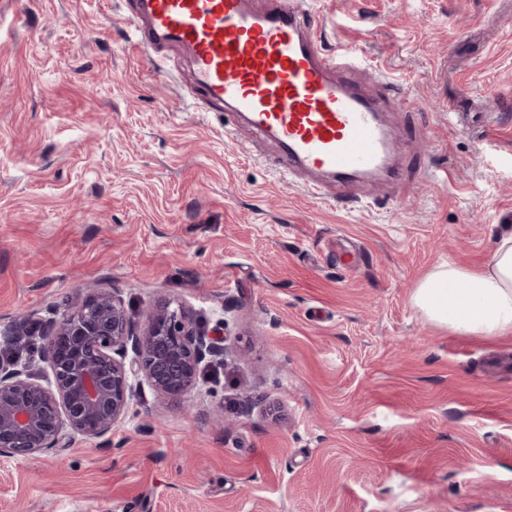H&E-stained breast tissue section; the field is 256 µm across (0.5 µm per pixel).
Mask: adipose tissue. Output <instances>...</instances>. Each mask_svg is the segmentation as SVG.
I'll use <instances>...</instances> for the list:
<instances>
[{
  "label": "adipose tissue",
  "instance_id": "adipose-tissue-1",
  "mask_svg": "<svg viewBox=\"0 0 512 512\" xmlns=\"http://www.w3.org/2000/svg\"><path fill=\"white\" fill-rule=\"evenodd\" d=\"M413 305L437 326L486 338L512 334V231L499 234L479 270L444 264L417 283Z\"/></svg>",
  "mask_w": 512,
  "mask_h": 512
}]
</instances>
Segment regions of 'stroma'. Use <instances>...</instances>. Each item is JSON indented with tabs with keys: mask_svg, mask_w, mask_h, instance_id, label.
<instances>
[{
	"mask_svg": "<svg viewBox=\"0 0 512 512\" xmlns=\"http://www.w3.org/2000/svg\"><path fill=\"white\" fill-rule=\"evenodd\" d=\"M305 3L420 103L390 93L399 180L351 205L179 100L186 62L136 52L115 0H0V349L99 288L226 349L109 440L0 456V512H512V335L411 302L512 226V0Z\"/></svg>",
	"mask_w": 512,
	"mask_h": 512,
	"instance_id": "1",
	"label": "stroma"
}]
</instances>
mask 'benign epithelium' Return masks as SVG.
<instances>
[{"mask_svg": "<svg viewBox=\"0 0 512 512\" xmlns=\"http://www.w3.org/2000/svg\"><path fill=\"white\" fill-rule=\"evenodd\" d=\"M175 299H163L136 327L118 292L102 288L59 313L45 337L42 384L0 363V456L32 458L76 435L106 436L130 413L139 390L179 400L202 363L220 364L225 348Z\"/></svg>", "mask_w": 512, "mask_h": 512, "instance_id": "1", "label": "benign epithelium"}]
</instances>
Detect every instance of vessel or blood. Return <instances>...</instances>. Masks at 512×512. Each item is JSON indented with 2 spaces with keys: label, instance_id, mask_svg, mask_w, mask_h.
<instances>
[{
  "label": "vessel or blood",
  "instance_id": "obj_1",
  "mask_svg": "<svg viewBox=\"0 0 512 512\" xmlns=\"http://www.w3.org/2000/svg\"><path fill=\"white\" fill-rule=\"evenodd\" d=\"M134 48L183 51L191 95L278 148L280 167L314 200L329 185L397 178L385 96L359 83L367 61L323 45L326 17L304 0H119Z\"/></svg>",
  "mask_w": 512,
  "mask_h": 512
}]
</instances>
